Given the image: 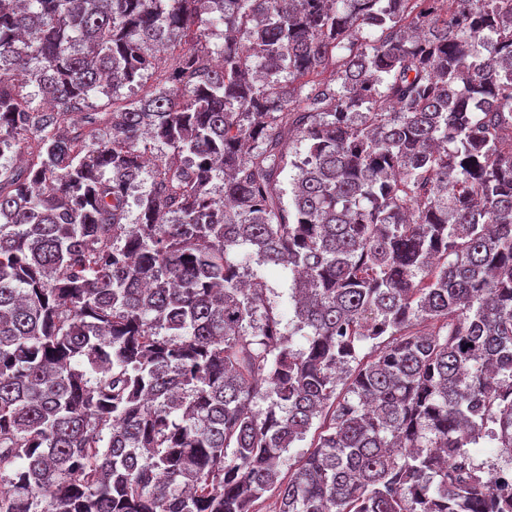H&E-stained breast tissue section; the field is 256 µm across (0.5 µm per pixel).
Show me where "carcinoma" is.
<instances>
[{"instance_id":"obj_1","label":"carcinoma","mask_w":512,"mask_h":512,"mask_svg":"<svg viewBox=\"0 0 512 512\" xmlns=\"http://www.w3.org/2000/svg\"><path fill=\"white\" fill-rule=\"evenodd\" d=\"M0 147V512H512V0H0ZM262 272L268 288L271 289V292H268L271 301L276 305L277 311L283 315V324L286 325L288 319H291L293 315L291 281L288 279V275L278 267H263Z\"/></svg>"}]
</instances>
